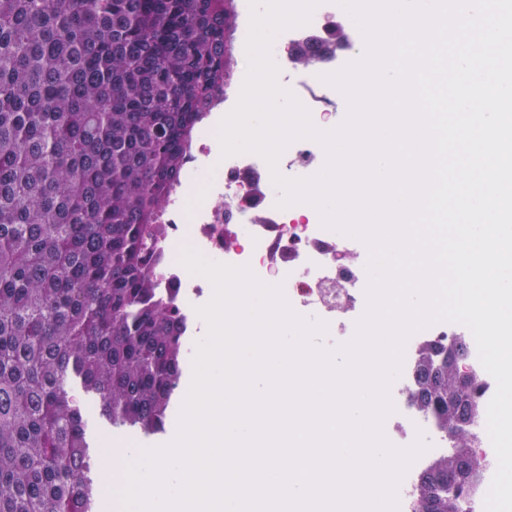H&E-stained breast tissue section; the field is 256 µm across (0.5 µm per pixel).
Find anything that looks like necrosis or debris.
Segmentation results:
<instances>
[{
    "label": "necrosis or debris",
    "mask_w": 512,
    "mask_h": 512,
    "mask_svg": "<svg viewBox=\"0 0 512 512\" xmlns=\"http://www.w3.org/2000/svg\"><path fill=\"white\" fill-rule=\"evenodd\" d=\"M218 129V122H204L195 141L164 213L166 232L157 248L165 261L153 271L159 291L173 299L183 318L189 341H197L206 324L198 310L212 300L214 286L174 260L184 246L206 261L246 265L263 283L282 285L297 314L324 321L328 335L347 341L356 331L353 316L364 314L367 305L368 249L324 228L317 210L306 204L279 207L281 192L272 176L276 169L296 178L315 175L326 161L323 147L309 138L296 140L272 167L249 152L223 155ZM468 333L464 325L440 322L408 339L401 372L391 385L395 410L383 425L391 444L412 445L419 426L432 423L410 395V371L422 343H447Z\"/></svg>",
    "instance_id": "4bbe7bcc"
}]
</instances>
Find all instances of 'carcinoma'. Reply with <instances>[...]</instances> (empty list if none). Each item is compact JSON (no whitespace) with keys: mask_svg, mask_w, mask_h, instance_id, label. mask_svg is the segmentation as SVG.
Listing matches in <instances>:
<instances>
[{"mask_svg":"<svg viewBox=\"0 0 512 512\" xmlns=\"http://www.w3.org/2000/svg\"><path fill=\"white\" fill-rule=\"evenodd\" d=\"M226 0H0V512H97L72 384L112 426L158 435L188 358L152 269L197 125L224 100ZM358 34L315 44L327 60ZM466 339L424 345L414 403L450 437L416 512L482 479Z\"/></svg>","mask_w":512,"mask_h":512,"instance_id":"carcinoma-1","label":"carcinoma"}]
</instances>
